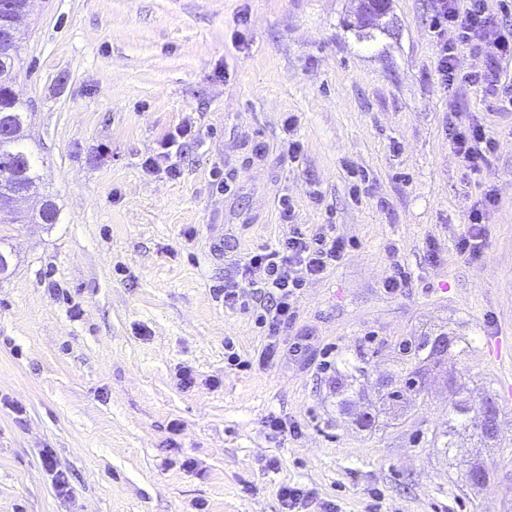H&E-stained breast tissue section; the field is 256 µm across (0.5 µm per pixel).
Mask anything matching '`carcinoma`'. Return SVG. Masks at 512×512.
<instances>
[{"instance_id": "1", "label": "carcinoma", "mask_w": 512, "mask_h": 512, "mask_svg": "<svg viewBox=\"0 0 512 512\" xmlns=\"http://www.w3.org/2000/svg\"><path fill=\"white\" fill-rule=\"evenodd\" d=\"M32 0H0V29L9 26L12 17L28 13ZM26 40L22 29L15 30L14 40L8 52L0 51V224H54L58 209L51 198L44 200L38 212L18 216L7 209L17 196L36 192L42 186V176L27 147L28 105L11 93V87L19 71L23 69L21 50ZM448 352L441 354L432 349L433 337L422 336L418 340H406L398 345V378L395 386L382 395L385 403L394 405L423 391L420 364L429 362L439 366L457 349V339L449 337ZM469 409L462 400L453 404L448 414V429L436 436L434 442L441 447L456 448L455 438L469 432L483 446H490L494 439L480 432L471 423Z\"/></svg>"}]
</instances>
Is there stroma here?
Instances as JSON below:
<instances>
[{"mask_svg":"<svg viewBox=\"0 0 512 512\" xmlns=\"http://www.w3.org/2000/svg\"><path fill=\"white\" fill-rule=\"evenodd\" d=\"M357 7L36 0L16 88L59 219L0 224V512H283L284 485L336 512H512V111L446 95L432 0H390L376 27ZM454 110L496 139L482 176L449 146ZM186 120L193 138L166 147ZM490 186L483 253L463 258V214ZM283 198L294 223L334 225L352 247L302 288L262 364L267 336L222 288L287 235ZM397 266L408 283L392 292ZM441 333L461 353L403 411L383 406L394 345ZM346 360L367 372L343 406ZM454 379L473 419L496 399L493 448L433 447ZM273 416L299 432L271 431ZM471 463L488 484L462 487ZM43 465L53 474V486L59 498L71 501L74 496V490L68 473L59 469L50 448L42 451Z\"/></svg>","mask_w":512,"mask_h":512,"instance_id":"obj_1","label":"stroma"}]
</instances>
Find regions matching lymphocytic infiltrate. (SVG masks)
I'll return each mask as SVG.
<instances>
[{
  "label": "lymphocytic infiltrate",
  "instance_id": "lymphocytic-infiltrate-1",
  "mask_svg": "<svg viewBox=\"0 0 512 512\" xmlns=\"http://www.w3.org/2000/svg\"><path fill=\"white\" fill-rule=\"evenodd\" d=\"M432 30L437 45V72L447 90L468 86L486 98L512 105V83L503 78V66L512 62V24L491 13L487 0H433ZM486 52L481 70L467 74L456 67L461 47ZM448 141L463 168L481 175L488 156L495 150L481 121H452ZM497 203L495 189H486L464 215V224L455 248L460 256L476 258L482 253L486 229L484 214ZM347 242L337 236L333 225L294 227L275 247L250 254L239 268V275L224 281L226 307L259 306L256 321L268 335H279L292 320L301 288L307 281L324 277L345 259Z\"/></svg>",
  "mask_w": 512,
  "mask_h": 512
}]
</instances>
